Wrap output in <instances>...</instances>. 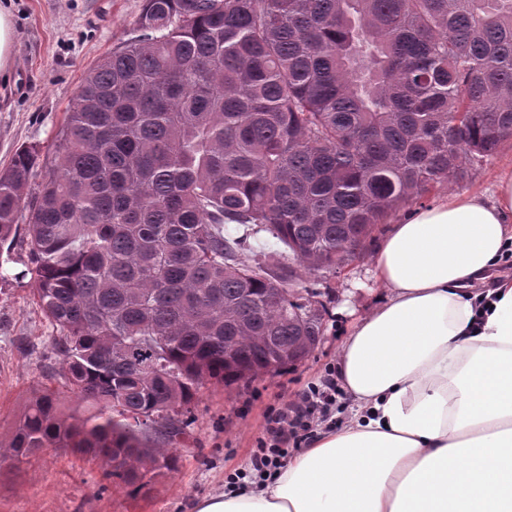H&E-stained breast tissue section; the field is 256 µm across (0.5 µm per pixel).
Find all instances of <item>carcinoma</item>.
<instances>
[{"label":"carcinoma","mask_w":512,"mask_h":512,"mask_svg":"<svg viewBox=\"0 0 512 512\" xmlns=\"http://www.w3.org/2000/svg\"><path fill=\"white\" fill-rule=\"evenodd\" d=\"M136 30L86 75L23 228L87 415L43 394L0 455L72 448L143 488L204 385L315 349L327 306L295 267L348 264L512 136V0H144ZM40 153L0 170V246ZM260 232L287 261L251 250Z\"/></svg>","instance_id":"1"}]
</instances>
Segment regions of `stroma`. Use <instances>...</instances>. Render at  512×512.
Wrapping results in <instances>:
<instances>
[{
    "mask_svg": "<svg viewBox=\"0 0 512 512\" xmlns=\"http://www.w3.org/2000/svg\"><path fill=\"white\" fill-rule=\"evenodd\" d=\"M144 0H0L13 14V64L0 78V168L16 149L51 152L55 137L88 71L120 43L135 37ZM512 168V136L473 176L432 191L436 203L454 193L492 195L496 178ZM408 212L392 211L348 265L325 277L305 274L296 288L327 289L320 342L298 365L261 375L249 385H205L197 395L190 436L177 446L171 471L137 490L105 483V459L71 449L46 448L23 461H0V512H189L198 496L220 493L228 473L244 468L264 434L274 407L293 399L326 367L335 365L355 321L385 294L376 280L377 246ZM28 249L15 242L0 261V443L8 444L29 403L54 394L62 416L82 415L85 405L68 389L56 357L55 331L19 273Z\"/></svg>",
    "mask_w": 512,
    "mask_h": 512,
    "instance_id": "stroma-1",
    "label": "stroma"
}]
</instances>
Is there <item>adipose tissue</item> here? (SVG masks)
I'll list each match as a JSON object with an SVG mask.
<instances>
[{
	"label": "adipose tissue",
	"instance_id": "obj_1",
	"mask_svg": "<svg viewBox=\"0 0 512 512\" xmlns=\"http://www.w3.org/2000/svg\"><path fill=\"white\" fill-rule=\"evenodd\" d=\"M512 169L491 197L453 194L380 241L384 301L358 319L336 374L351 416L260 490L192 512H512Z\"/></svg>",
	"mask_w": 512,
	"mask_h": 512
}]
</instances>
